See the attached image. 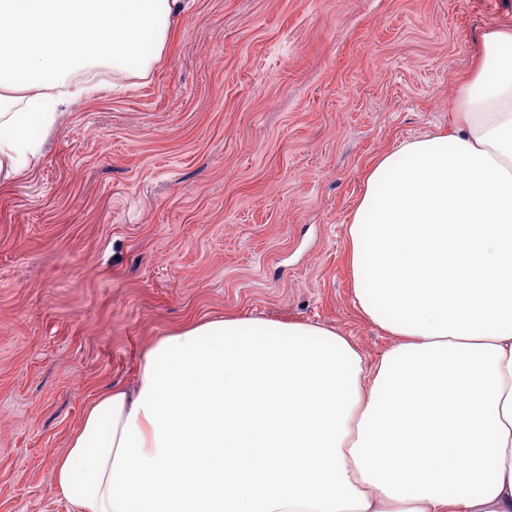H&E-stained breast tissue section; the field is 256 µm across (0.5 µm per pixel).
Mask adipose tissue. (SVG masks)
<instances>
[{"mask_svg": "<svg viewBox=\"0 0 512 512\" xmlns=\"http://www.w3.org/2000/svg\"><path fill=\"white\" fill-rule=\"evenodd\" d=\"M193 0H0V187L83 77L147 78ZM390 338L234 312L153 337L53 459L73 512H512V26L448 125L377 155L346 226Z\"/></svg>", "mask_w": 512, "mask_h": 512, "instance_id": "adipose-tissue-1", "label": "adipose tissue"}]
</instances>
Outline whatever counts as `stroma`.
<instances>
[{"label":"stroma","mask_w":512,"mask_h":512,"mask_svg":"<svg viewBox=\"0 0 512 512\" xmlns=\"http://www.w3.org/2000/svg\"><path fill=\"white\" fill-rule=\"evenodd\" d=\"M512 0H195L148 79L69 107L0 189V512H68L52 461L145 340L227 311L369 357L344 229L379 152L447 125Z\"/></svg>","instance_id":"35a3bbf8"}]
</instances>
